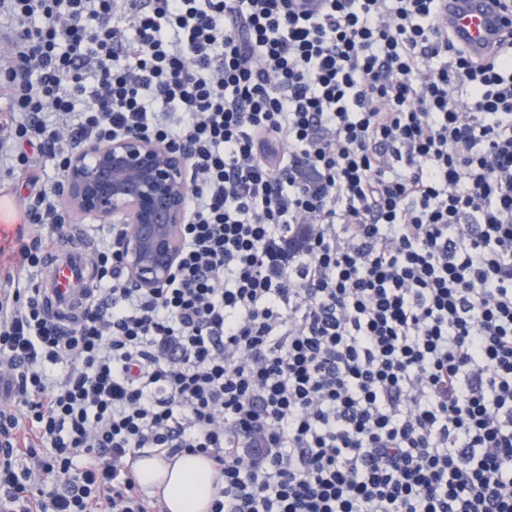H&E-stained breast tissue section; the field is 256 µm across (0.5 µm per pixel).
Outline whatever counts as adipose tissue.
<instances>
[{"instance_id": "obj_1", "label": "adipose tissue", "mask_w": 512, "mask_h": 512, "mask_svg": "<svg viewBox=\"0 0 512 512\" xmlns=\"http://www.w3.org/2000/svg\"><path fill=\"white\" fill-rule=\"evenodd\" d=\"M135 473L141 485L162 494L167 512H206L214 495L212 467L202 455L187 453L170 462L144 458Z\"/></svg>"}]
</instances>
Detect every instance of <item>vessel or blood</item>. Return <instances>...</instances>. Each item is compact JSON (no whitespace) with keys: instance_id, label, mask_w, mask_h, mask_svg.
Instances as JSON below:
<instances>
[{"instance_id":"obj_1","label":"vessel or blood","mask_w":512,"mask_h":512,"mask_svg":"<svg viewBox=\"0 0 512 512\" xmlns=\"http://www.w3.org/2000/svg\"><path fill=\"white\" fill-rule=\"evenodd\" d=\"M504 0H448V30L474 56H481L498 41L503 31ZM41 291L52 317L69 323L83 303L89 265L81 247L64 254H49Z\"/></svg>"}]
</instances>
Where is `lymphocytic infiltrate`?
I'll use <instances>...</instances> for the list:
<instances>
[{
	"instance_id": "1",
	"label": "lymphocytic infiltrate",
	"mask_w": 512,
	"mask_h": 512,
	"mask_svg": "<svg viewBox=\"0 0 512 512\" xmlns=\"http://www.w3.org/2000/svg\"><path fill=\"white\" fill-rule=\"evenodd\" d=\"M443 0H0V168L128 132L187 157L179 264L99 238L69 325L0 290L9 512H165L139 457L202 454L209 512H512V32ZM505 15L504 0H448V31L480 57L500 38Z\"/></svg>"
}]
</instances>
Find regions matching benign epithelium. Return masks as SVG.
<instances>
[{
	"label": "benign epithelium",
	"mask_w": 512,
	"mask_h": 512,
	"mask_svg": "<svg viewBox=\"0 0 512 512\" xmlns=\"http://www.w3.org/2000/svg\"><path fill=\"white\" fill-rule=\"evenodd\" d=\"M64 177L68 212L127 225L119 250L131 285H166L179 260L192 190L184 153L131 132L84 144L68 157Z\"/></svg>",
	"instance_id": "benign-epithelium-1"
}]
</instances>
